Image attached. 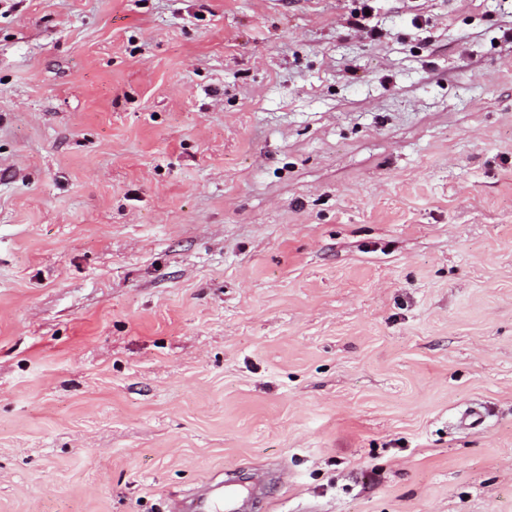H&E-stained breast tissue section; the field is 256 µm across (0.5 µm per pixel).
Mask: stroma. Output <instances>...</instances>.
<instances>
[{
  "instance_id": "stroma-1",
  "label": "stroma",
  "mask_w": 512,
  "mask_h": 512,
  "mask_svg": "<svg viewBox=\"0 0 512 512\" xmlns=\"http://www.w3.org/2000/svg\"><path fill=\"white\" fill-rule=\"evenodd\" d=\"M363 6L0 0V512H512V0Z\"/></svg>"
}]
</instances>
